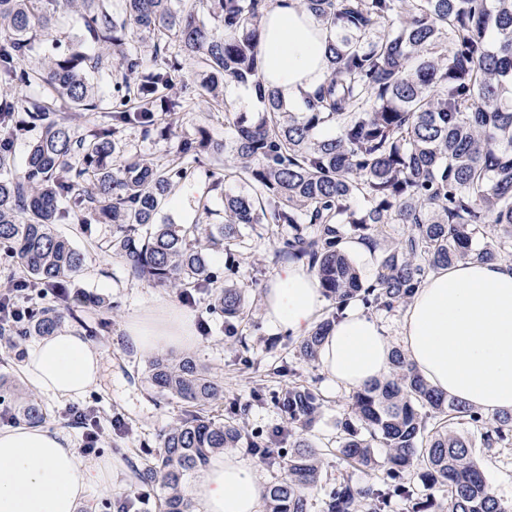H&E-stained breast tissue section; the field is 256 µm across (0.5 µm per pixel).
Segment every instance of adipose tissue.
Listing matches in <instances>:
<instances>
[{"instance_id": "1", "label": "adipose tissue", "mask_w": 512, "mask_h": 512, "mask_svg": "<svg viewBox=\"0 0 512 512\" xmlns=\"http://www.w3.org/2000/svg\"><path fill=\"white\" fill-rule=\"evenodd\" d=\"M261 76L291 106L304 103L326 71L328 29L299 6L279 0L263 20ZM324 298L304 266L284 265L263 295L278 332L302 336L320 319ZM134 351L183 349L195 342L191 317L158 300L124 327ZM392 346L378 320L347 304L319 355L329 386L356 389L386 375ZM427 382L484 412L512 413V261L460 262L432 273L405 306L400 344ZM101 352L76 328L56 331L27 349L26 379L67 399L98 380ZM107 462L82 458L59 429L30 424L0 428V512H95L88 498L104 482ZM197 512H259L256 468L220 454L189 491Z\"/></svg>"}]
</instances>
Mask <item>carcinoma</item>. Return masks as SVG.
Returning <instances> with one entry per match:
<instances>
[{"instance_id": "1", "label": "carcinoma", "mask_w": 512, "mask_h": 512, "mask_svg": "<svg viewBox=\"0 0 512 512\" xmlns=\"http://www.w3.org/2000/svg\"><path fill=\"white\" fill-rule=\"evenodd\" d=\"M0 0V78L14 87L51 89L63 102L31 98L0 101V247L14 259L27 287L60 288L83 271L86 254L58 233L66 201L89 219L112 225L106 249L132 275L179 290L187 302L214 290L211 311L228 330L247 317L240 288L215 286L214 252L236 266L243 224L288 227L276 255L306 265L334 310L307 335L291 340L297 363L315 362L339 312L352 300L367 310L393 312L433 271L458 262L512 257V0H300L334 34L327 46L325 79L306 98L304 112L288 111L260 79L262 18L276 0ZM81 16L80 42L90 57L68 49L26 64L38 33L48 34L57 12ZM149 38L163 64L139 82L143 99L131 111L120 99L114 125L78 131L69 113L97 107L88 72L112 68L127 85L142 73V58L127 39ZM496 35L488 41L489 32ZM201 65L209 104H224L223 86L248 85L263 111L234 113L236 134L224 142L203 129L183 137L166 166L124 157L117 125L136 123L159 131L157 109L182 102L160 95L182 61ZM43 126L23 166L15 169L16 114ZM229 155L224 177L242 191L224 195V223L160 224L173 191L193 180L206 157ZM78 155L81 165L70 159ZM369 206L355 209L357 199ZM389 224L404 225L393 243ZM497 232L487 236L484 228ZM348 239L381 251L366 282L343 250ZM91 300L59 296L38 307L7 336H48ZM146 381L164 399L183 407L159 438L160 451L135 469L137 484L157 487L163 512H196L188 481L211 457L250 443L254 455L283 475L263 491L265 512H309V495L322 472L320 449L307 430L323 398L309 384L288 382L276 396L284 429L262 436L244 423L249 405L224 399V385L190 355L155 354ZM224 408V417L214 412ZM15 418L41 424L43 408L28 398L11 407ZM384 448L378 460L373 445ZM512 449V414L492 417L432 389L403 354L393 351L389 373L353 392L350 409L336 422V453L345 474L326 491L325 512H410L432 504L411 482L422 470L426 486L446 492L443 512H512L494 494L475 448ZM383 470L377 482L356 486L351 472Z\"/></svg>"}]
</instances>
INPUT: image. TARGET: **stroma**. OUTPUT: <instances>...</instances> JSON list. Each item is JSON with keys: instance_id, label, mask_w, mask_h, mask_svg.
Here are the masks:
<instances>
[{"instance_id": "35a3bbf8", "label": "stroma", "mask_w": 512, "mask_h": 512, "mask_svg": "<svg viewBox=\"0 0 512 512\" xmlns=\"http://www.w3.org/2000/svg\"><path fill=\"white\" fill-rule=\"evenodd\" d=\"M90 81L99 107L73 114L72 122L81 130L110 123L112 116L116 74L102 70L92 73ZM203 83L204 75L199 65L186 62L183 71L174 77L165 91L166 96L184 104L180 111L162 115L163 123L173 130L172 137L148 136L138 125H122L119 139L125 156L164 165L173 157L177 137L195 133L197 128H205L214 140L231 137L234 132L231 119L225 118L223 108L207 104ZM195 183V192H185L181 187L175 190L162 211L163 216L177 224L222 223L224 197L238 193L239 184L225 181L222 163L208 160L198 165ZM59 229L88 254L84 270L68 282V293L108 297L113 309L104 312L88 308L80 311L77 319L65 322L66 327L90 333L91 343L102 352L96 385L85 394L68 400L54 399L42 393L37 399L46 411V427L65 430L76 448L82 444V430L66 422V411L72 406L94 408L102 429L98 459L115 458L124 462V469L116 472L110 487L91 489L90 498L97 512H117L119 499L138 493L131 463L143 462L147 454L157 448L159 434L181 413V405L176 401L152 399L145 381L148 358L135 353L126 344L125 321L153 301L185 304L197 330V343L189 347L188 352L223 381L225 396L244 403L250 402L255 389L266 393V401L252 405L245 417L249 430L269 431L284 421L285 416L273 396L288 382L287 377L278 375L277 369L291 362L292 353L287 336L270 327L263 310V293L280 267L274 249L284 233L283 228L267 224L243 226L245 246L234 270L225 269L223 255L216 254L211 258L220 285L245 289L246 300L255 310L253 324L243 326L237 337L227 335L223 317L211 312L209 290H200L193 302L183 303L175 291L134 277L120 260L105 252L104 247L112 237L111 225L93 223L85 228L81 225L80 214L72 212ZM300 373L324 399L322 414L309 436L323 452V476L311 495L310 512H325L326 487L344 470L335 453L336 422L347 411L352 393L329 389L319 363L301 365ZM477 456L497 497L503 503L511 504L512 449L489 451L481 448Z\"/></svg>"}]
</instances>
